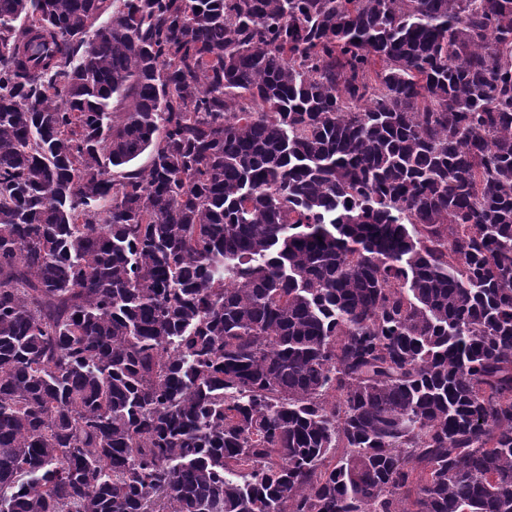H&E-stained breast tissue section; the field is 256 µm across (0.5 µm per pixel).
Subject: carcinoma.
<instances>
[{
	"label": "carcinoma",
	"instance_id": "cac0c4a2",
	"mask_svg": "<svg viewBox=\"0 0 512 512\" xmlns=\"http://www.w3.org/2000/svg\"><path fill=\"white\" fill-rule=\"evenodd\" d=\"M0 512H512V0H0Z\"/></svg>",
	"mask_w": 512,
	"mask_h": 512
}]
</instances>
